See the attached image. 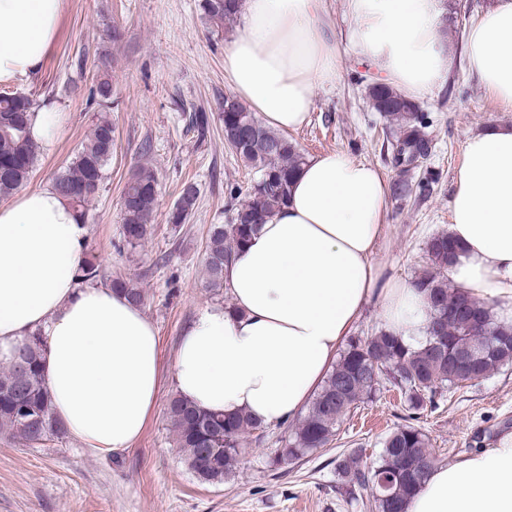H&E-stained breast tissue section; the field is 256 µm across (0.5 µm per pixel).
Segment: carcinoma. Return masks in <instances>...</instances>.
I'll return each instance as SVG.
<instances>
[{"label":"carcinoma","mask_w":512,"mask_h":512,"mask_svg":"<svg viewBox=\"0 0 512 512\" xmlns=\"http://www.w3.org/2000/svg\"><path fill=\"white\" fill-rule=\"evenodd\" d=\"M241 0H202L209 24L222 30L237 19ZM371 108L397 127L391 165L397 172L392 195L398 201L410 196L430 197L438 177L413 178L414 170L400 161L428 158L433 140L429 122L416 102L385 84H367ZM37 112L34 100L25 95L0 92V197H8L31 177L40 146L30 135ZM224 141L236 158L257 174L244 200L233 209L230 223L213 224L206 242L205 269L212 288L224 286V264L245 245L272 214L285 203L290 180L305 157L284 136L261 126L255 114L234 97L224 98ZM114 128L103 119L84 140L69 165L53 178L54 189L85 217L87 203L96 197L103 170L112 157ZM157 178L141 166L127 181L120 201L122 238L138 246L151 234L150 218L157 206ZM198 191L192 182L183 184L169 215V223L184 224L196 209ZM429 265L414 280L429 304L428 337L411 348L399 337L380 330L372 336H355L323 381L307 415L285 437L282 460L297 461L326 447L352 407L376 392L381 381L398 387L410 408L418 410L437 391L463 387L512 363V324L498 320L490 305L458 287L448 285V271L461 249L446 233L431 237L426 245ZM110 286L140 305L142 290L115 277ZM43 340L31 336L8 364L0 367V433L29 447L60 440L68 434L52 413L51 397L41 369ZM466 352L471 363L460 368L454 359ZM168 420L175 446L188 467L206 481L222 482L249 454L246 434L263 425L247 414L233 417L201 409L181 396L168 403ZM434 455L426 436L412 426L401 427L383 440L376 465L360 464L356 455L336 462L345 493L369 491L377 512H404L403 503L426 480Z\"/></svg>","instance_id":"1"}]
</instances>
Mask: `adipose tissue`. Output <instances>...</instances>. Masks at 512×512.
<instances>
[{"instance_id": "adipose-tissue-1", "label": "adipose tissue", "mask_w": 512, "mask_h": 512, "mask_svg": "<svg viewBox=\"0 0 512 512\" xmlns=\"http://www.w3.org/2000/svg\"><path fill=\"white\" fill-rule=\"evenodd\" d=\"M61 7L0 0L1 82L40 67ZM346 10L352 26L339 41L325 32L322 0H242L240 29L224 45V77L262 126L282 134L303 126L319 90L335 83L345 48L410 99L466 68L512 112V0H493L459 54L444 0H346ZM454 184L448 232L462 254L448 274L512 323V122L467 137ZM389 197L368 162L333 151L308 158L286 204L225 266L232 307L201 308L183 333L175 360L181 397L266 425L290 420L373 299L385 328L419 345L429 322L425 294L382 280L372 259ZM85 234L54 188L0 204V361L42 336L55 417L88 449L109 453L137 439L155 406L158 337L122 294L79 287ZM405 512H512V434L433 468Z\"/></svg>"}]
</instances>
